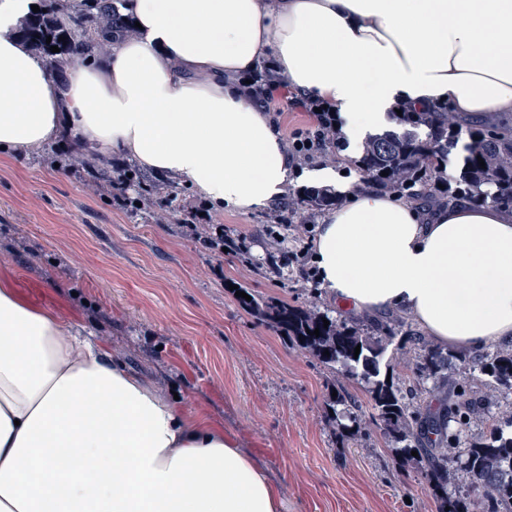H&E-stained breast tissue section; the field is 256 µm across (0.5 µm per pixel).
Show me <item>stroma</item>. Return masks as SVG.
Listing matches in <instances>:
<instances>
[{"mask_svg":"<svg viewBox=\"0 0 512 512\" xmlns=\"http://www.w3.org/2000/svg\"><path fill=\"white\" fill-rule=\"evenodd\" d=\"M234 250L205 248L181 224L132 213L76 171L43 162L40 150L0 158V281L31 308L58 313L187 417L207 415L254 452L277 481L285 512H438L425 472L399 465L372 418L363 384L335 377L237 301L231 284L291 304H319L339 322L322 288L312 243L319 219L269 210L212 212ZM286 233L291 274L267 269ZM385 354L395 382L409 383L423 329L406 317ZM360 406L355 441L329 419L332 386Z\"/></svg>","mask_w":512,"mask_h":512,"instance_id":"35a3bbf8","label":"stroma"}]
</instances>
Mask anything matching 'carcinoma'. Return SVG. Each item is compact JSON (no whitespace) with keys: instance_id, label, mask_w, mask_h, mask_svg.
I'll list each match as a JSON object with an SVG mask.
<instances>
[{"instance_id":"cac0c4a2","label":"carcinoma","mask_w":512,"mask_h":512,"mask_svg":"<svg viewBox=\"0 0 512 512\" xmlns=\"http://www.w3.org/2000/svg\"><path fill=\"white\" fill-rule=\"evenodd\" d=\"M118 2L55 0L46 11L25 18L18 33L32 50L46 57L50 72L55 73L106 52L110 44L134 33L132 19L120 13ZM61 36L66 42L59 41ZM52 46L59 51L51 52ZM393 119L397 128L371 135L362 143L355 165L365 182L381 191L415 199L419 188L427 185L431 171L462 141L466 152L463 165L457 175L448 177L446 192L452 198L512 206V133L465 129L450 112L409 109L400 116L393 115ZM480 158L485 162L483 168L478 163ZM127 171L132 174V182L144 191L139 197L141 206L134 205L132 210L137 212L150 206L153 198H162L168 210L158 215V221L179 223L181 210L174 206L175 181L168 175L139 172L131 166ZM383 171L388 176H381ZM336 202L331 190L314 188L288 196V210L302 211L311 218ZM238 291L251 297L249 301L240 297L239 303L275 328L289 344L338 368L343 376L366 384L372 409L396 457L427 467L435 494L443 503L441 512H512V433L494 427L486 439L468 436L472 420L489 408V394L446 403L439 411L424 416L408 412L406 405V400L422 397L421 389L387 381L390 364L384 358L385 341L393 337L394 327H403L402 320L395 318L375 330L362 322L338 323L314 303L303 307L265 299L244 286ZM315 329L320 336L311 334ZM357 347L360 353L356 356ZM453 358L464 371L491 378L487 386L512 390V346L475 358L460 352ZM446 361L442 352L423 349L416 363L418 379L437 377ZM432 435L437 439H430ZM413 451L418 456H412ZM454 462L460 463L467 474L473 496H448V465Z\"/></svg>"}]
</instances>
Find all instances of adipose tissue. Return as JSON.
Returning <instances> with one entry per match:
<instances>
[{"instance_id": "ef3b65f1", "label": "adipose tissue", "mask_w": 512, "mask_h": 512, "mask_svg": "<svg viewBox=\"0 0 512 512\" xmlns=\"http://www.w3.org/2000/svg\"><path fill=\"white\" fill-rule=\"evenodd\" d=\"M35 0H0V147L66 136L260 210L292 164L235 82L266 59L338 112L351 148L404 102L512 114V0H125L140 28L61 78L18 38ZM313 243L345 312L399 309L454 350L512 342V208L421 211L345 186ZM0 512H283L232 435L187 418L59 315L0 282Z\"/></svg>"}]
</instances>
